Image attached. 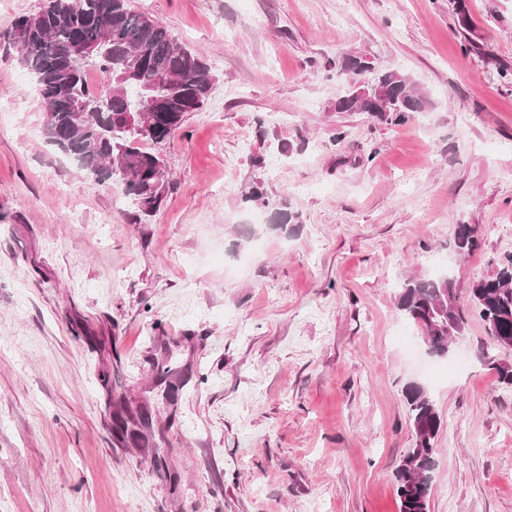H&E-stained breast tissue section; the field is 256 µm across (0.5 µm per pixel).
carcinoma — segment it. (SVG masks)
Here are the masks:
<instances>
[{
    "mask_svg": "<svg viewBox=\"0 0 512 512\" xmlns=\"http://www.w3.org/2000/svg\"><path fill=\"white\" fill-rule=\"evenodd\" d=\"M455 4L459 28L471 43L473 25L466 4L464 0ZM76 37L97 44L89 62L103 76L98 90L87 86L85 63H66ZM12 39L20 47V63L37 78L43 128L66 139L67 151L80 158L78 167L90 179L134 198L142 214L156 213L164 194H156L151 175L165 164L150 146L168 140L185 115L208 100L215 83L209 65L164 26L133 10L129 0H47L38 14L15 21ZM338 73L346 86L331 102L337 112H363L400 124L431 108L425 91L409 77L365 54H342ZM151 102L158 103L160 111L152 115L156 130L149 135L136 113ZM111 167L125 170L127 177L107 175ZM477 234L473 224L457 225L455 250L474 249ZM454 287L447 275L440 274L410 276L398 290L397 309L439 357L448 354L449 337L465 329L462 301L448 303V289ZM468 301L485 323L493 345L502 336L512 337V255L500 258L492 275L472 284ZM163 382V398L176 402L181 380L167 370ZM403 396L414 446L395 473L400 512H430L431 485L425 476L435 463L443 419L421 384H408ZM117 424L132 444L149 446L147 413H140L131 427L121 416Z\"/></svg>",
    "mask_w": 512,
    "mask_h": 512,
    "instance_id": "cac0c4a2",
    "label": "carcinoma"
}]
</instances>
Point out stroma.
<instances>
[{
  "mask_svg": "<svg viewBox=\"0 0 512 512\" xmlns=\"http://www.w3.org/2000/svg\"><path fill=\"white\" fill-rule=\"evenodd\" d=\"M45 4L0 0V512H399L411 382L443 417L430 512H512V390L492 367L512 351L468 312L461 369L429 380L395 304L435 257L463 290L512 253V0H466L469 49L453 0H130L215 76L157 147L150 217L44 138L9 31ZM347 51L432 109L332 110ZM279 210L296 222L271 227ZM460 224L478 229L465 255ZM122 404L149 409L177 493L119 435Z\"/></svg>",
  "mask_w": 512,
  "mask_h": 512,
  "instance_id": "stroma-1",
  "label": "stroma"
}]
</instances>
